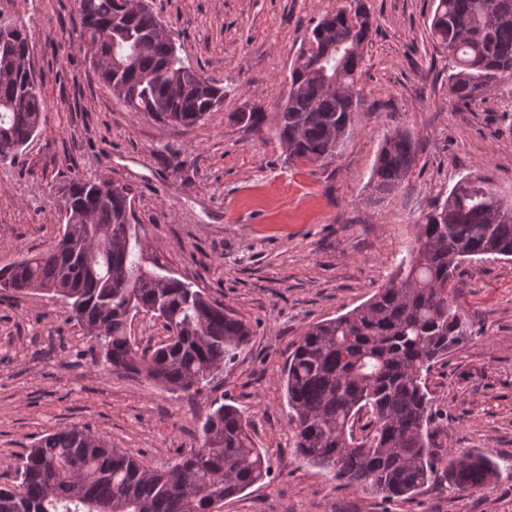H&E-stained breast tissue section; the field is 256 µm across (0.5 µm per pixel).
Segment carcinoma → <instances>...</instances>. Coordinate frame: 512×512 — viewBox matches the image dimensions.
I'll return each instance as SVG.
<instances>
[{
	"label": "carcinoma",
	"instance_id": "carcinoma-1",
	"mask_svg": "<svg viewBox=\"0 0 512 512\" xmlns=\"http://www.w3.org/2000/svg\"><path fill=\"white\" fill-rule=\"evenodd\" d=\"M431 37L451 60L450 94L470 105L512 76V0H436ZM86 52L108 63L101 80L133 112L193 127L220 106L212 84L158 32L148 0H75ZM364 0L354 12L323 16L290 75L276 134L288 158L324 166L350 134L363 100L357 84L369 39ZM27 31L0 28V160L39 130L44 102ZM413 134L385 137L370 184L381 198L398 190L416 161ZM72 179L60 188L62 234L54 247L0 268V288L69 301L76 322L95 335L114 369L168 390L199 394L250 338L242 320L175 277L157 254L141 259L134 188ZM491 178L466 176L418 225L398 271L362 305L309 326L288 357L286 393L296 424L295 452L356 487L393 500L436 475L432 398L426 377L468 338L453 280L465 259L512 257V221L496 220ZM163 321L164 342L142 349L127 334L130 315ZM202 447L164 472L108 445L87 426L44 435L17 466V484L0 488V512H207L270 473L247 420L232 405L211 406ZM450 487L483 491L495 475L485 456L448 459Z\"/></svg>",
	"mask_w": 512,
	"mask_h": 512
}]
</instances>
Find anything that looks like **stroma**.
Instances as JSON below:
<instances>
[{"label": "stroma", "instance_id": "1", "mask_svg": "<svg viewBox=\"0 0 512 512\" xmlns=\"http://www.w3.org/2000/svg\"><path fill=\"white\" fill-rule=\"evenodd\" d=\"M351 0H150L186 64L223 86L224 101L182 128L133 112L92 69L73 24L74 0H0V26H25L47 121L0 160V267L49 249L73 178L132 185L141 237L177 277L219 301L251 341L213 388L190 396L117 373L62 298L0 291V485L43 435L89 425L151 468L201 447L211 401L243 411L268 452L266 480L219 512H512V258L464 262L454 298L469 340L435 364V450L492 459L479 493L445 473L392 501L345 488L294 452L284 386L303 331L369 299L396 272L416 226L464 175H487L512 203V78L476 103L448 90L449 60L428 22L435 0H365V94L332 163L288 159L275 132L308 34ZM262 106L259 129L237 115ZM413 133L417 161L384 198L368 185L387 134Z\"/></svg>", "mask_w": 512, "mask_h": 512}]
</instances>
